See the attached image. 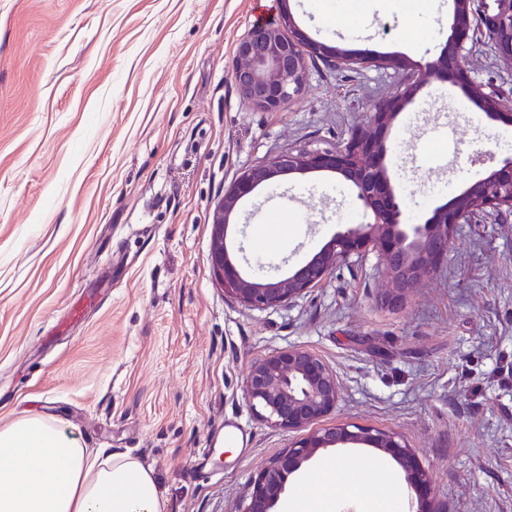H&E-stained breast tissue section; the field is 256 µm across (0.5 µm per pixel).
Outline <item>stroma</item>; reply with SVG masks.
Here are the masks:
<instances>
[{"instance_id":"obj_1","label":"stroma","mask_w":512,"mask_h":512,"mask_svg":"<svg viewBox=\"0 0 512 512\" xmlns=\"http://www.w3.org/2000/svg\"><path fill=\"white\" fill-rule=\"evenodd\" d=\"M287 6L313 40L413 62L440 51L452 13L450 0L426 21L406 0H370L353 21L336 0ZM259 8L279 23V0H0V427L54 419L82 447L152 468L166 512H241L257 474L304 436L260 418L244 381L254 361L301 348L339 386L314 430L346 421L400 437L432 477L434 512H512V212L458 225L434 274L394 307L380 302L390 283L373 250L275 309L216 281L225 189L277 154L372 130L406 75L309 56L299 94L257 108L229 71ZM457 62L512 106V63L488 37ZM438 130L448 139L425 161ZM385 145L418 214L512 156V125L433 80ZM294 212L305 222L286 223ZM362 221L339 175H286L241 205L229 237L237 259L273 253L289 270ZM203 448L222 451L204 472ZM385 457L324 448L288 482L335 483L351 495L335 512H364L375 491L359 464Z\"/></svg>"}]
</instances>
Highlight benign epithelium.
Returning <instances> with one entry per match:
<instances>
[{
  "label": "benign epithelium",
  "instance_id": "1",
  "mask_svg": "<svg viewBox=\"0 0 512 512\" xmlns=\"http://www.w3.org/2000/svg\"><path fill=\"white\" fill-rule=\"evenodd\" d=\"M283 24L257 25L240 41L230 77L256 107L275 111L299 93L305 80V54L333 58L345 65L410 70L403 92L383 101L374 112L372 132L353 133L340 149L295 150L254 165L224 191L212 215L210 261L224 294L254 309L282 307L325 279L342 260L376 250L388 260L391 283L383 302L400 304L413 288L429 278L437 261L448 252L456 227L479 210L512 211V157L498 161L485 174L465 183L449 200L412 220L403 194L392 182L385 143L379 132L389 128L424 84L443 79L459 87L493 122L512 124V108L498 97L480 91L457 73L454 60L470 34L480 30L497 54L512 61V0H452L448 37L440 52L423 63L399 57L355 56L347 50L314 41L296 26L288 0H280ZM330 172L351 187L366 222L348 227L311 259L280 276L244 272L227 244L229 227L241 201L284 175ZM250 405L270 423L287 429L312 425L336 407L338 385L331 369L315 354L288 349L255 361L244 381ZM369 444L389 454L405 473L415 493L417 512H428L429 473L396 436L380 430L340 423L316 432L284 449L253 480L249 503L242 512H276L288 477L298 472L320 448Z\"/></svg>",
  "mask_w": 512,
  "mask_h": 512
}]
</instances>
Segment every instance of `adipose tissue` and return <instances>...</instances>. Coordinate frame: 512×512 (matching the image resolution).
Instances as JSON below:
<instances>
[{
    "instance_id": "1",
    "label": "adipose tissue",
    "mask_w": 512,
    "mask_h": 512,
    "mask_svg": "<svg viewBox=\"0 0 512 512\" xmlns=\"http://www.w3.org/2000/svg\"><path fill=\"white\" fill-rule=\"evenodd\" d=\"M363 468L376 490L370 512H399L388 467ZM0 512H165V499L138 459L83 448L53 420L24 417L0 428Z\"/></svg>"
}]
</instances>
